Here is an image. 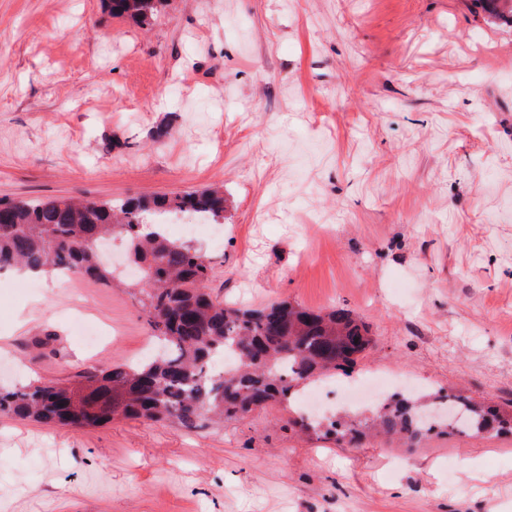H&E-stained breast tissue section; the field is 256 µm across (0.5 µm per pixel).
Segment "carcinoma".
I'll return each instance as SVG.
<instances>
[{"label": "carcinoma", "instance_id": "cac0c4a2", "mask_svg": "<svg viewBox=\"0 0 512 512\" xmlns=\"http://www.w3.org/2000/svg\"><path fill=\"white\" fill-rule=\"evenodd\" d=\"M512 25V0H478ZM160 0H109L112 15L146 26ZM224 220V190L206 188L171 196L114 201L0 198V271L27 266L110 286L115 273L99 256L100 242L121 238L139 276L129 288L163 351L73 381L36 380L0 389V417L87 429L116 417L203 429L257 408L289 404L300 390L354 365L371 345L369 326L343 309L313 310L288 301L243 308L212 294L211 258L190 241L145 231L167 214ZM465 410V432H512V415L456 394L437 395ZM425 405L396 392L378 406L372 426L351 418L316 420L301 413L294 424L355 447L373 429L408 446L430 432Z\"/></svg>", "mask_w": 512, "mask_h": 512}]
</instances>
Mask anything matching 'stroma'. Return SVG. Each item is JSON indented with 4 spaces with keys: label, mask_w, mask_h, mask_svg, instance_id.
Returning <instances> with one entry per match:
<instances>
[{
    "label": "stroma",
    "mask_w": 512,
    "mask_h": 512,
    "mask_svg": "<svg viewBox=\"0 0 512 512\" xmlns=\"http://www.w3.org/2000/svg\"><path fill=\"white\" fill-rule=\"evenodd\" d=\"M224 188L212 292L344 308L346 386L512 404V27L473 0H0V197ZM0 271V385L143 357L131 289ZM105 329L97 345L75 319ZM272 406L223 428L0 418V512H512V434L340 448ZM160 0H110L112 15L146 26L157 12Z\"/></svg>",
    "instance_id": "1"
}]
</instances>
